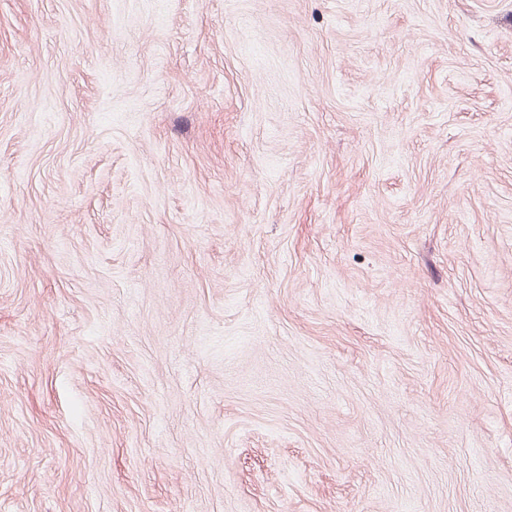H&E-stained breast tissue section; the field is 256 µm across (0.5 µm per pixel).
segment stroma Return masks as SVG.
Here are the masks:
<instances>
[{
    "label": "stroma",
    "instance_id": "35a3bbf8",
    "mask_svg": "<svg viewBox=\"0 0 512 512\" xmlns=\"http://www.w3.org/2000/svg\"><path fill=\"white\" fill-rule=\"evenodd\" d=\"M0 512H512V0H0Z\"/></svg>",
    "mask_w": 512,
    "mask_h": 512
}]
</instances>
